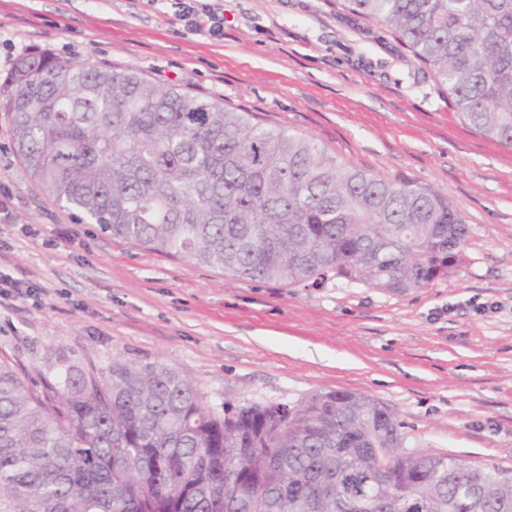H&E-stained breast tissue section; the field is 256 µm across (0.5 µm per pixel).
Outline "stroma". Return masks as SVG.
Instances as JSON below:
<instances>
[{"label":"stroma","mask_w":512,"mask_h":512,"mask_svg":"<svg viewBox=\"0 0 512 512\" xmlns=\"http://www.w3.org/2000/svg\"><path fill=\"white\" fill-rule=\"evenodd\" d=\"M224 37L170 0H0V77L34 50L133 68L314 138L352 166L432 187L463 213L459 271L403 294L330 277L226 276L77 223L33 182L0 116V359L26 381L164 362L207 409L368 395L402 447L512 470V149L464 123L394 34L336 0H210Z\"/></svg>","instance_id":"1"}]
</instances>
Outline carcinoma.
<instances>
[{
  "label": "carcinoma",
  "mask_w": 512,
  "mask_h": 512,
  "mask_svg": "<svg viewBox=\"0 0 512 512\" xmlns=\"http://www.w3.org/2000/svg\"><path fill=\"white\" fill-rule=\"evenodd\" d=\"M340 6L394 33L468 126L512 149V0ZM0 112L33 181L136 246L241 280L332 274L392 293L463 263L465 218L431 188L138 70L29 53L0 83ZM400 445L393 413L363 394L218 415L165 363L39 390L0 359V512H512L511 470Z\"/></svg>",
  "instance_id": "cac0c4a2"
}]
</instances>
